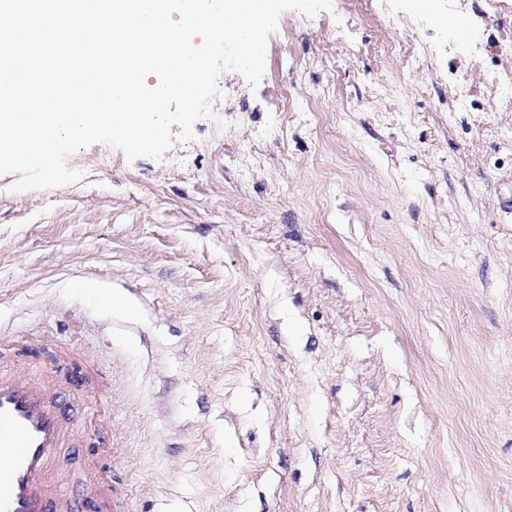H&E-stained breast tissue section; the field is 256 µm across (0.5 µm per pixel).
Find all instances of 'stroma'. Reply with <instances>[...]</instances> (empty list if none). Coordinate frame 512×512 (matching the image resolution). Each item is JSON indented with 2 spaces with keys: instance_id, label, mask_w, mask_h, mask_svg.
<instances>
[{
  "instance_id": "35a3bbf8",
  "label": "stroma",
  "mask_w": 512,
  "mask_h": 512,
  "mask_svg": "<svg viewBox=\"0 0 512 512\" xmlns=\"http://www.w3.org/2000/svg\"><path fill=\"white\" fill-rule=\"evenodd\" d=\"M506 42L512 0H333L163 160L0 175V327L109 369L134 512H512Z\"/></svg>"
}]
</instances>
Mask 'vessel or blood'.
<instances>
[{
  "mask_svg": "<svg viewBox=\"0 0 512 512\" xmlns=\"http://www.w3.org/2000/svg\"><path fill=\"white\" fill-rule=\"evenodd\" d=\"M48 368H27V353L16 337L0 331V512H129L126 489L119 474L92 453L88 467L64 493L50 473L56 451L68 443L66 398L58 394L61 381L92 385L98 395L90 414L100 413L109 400V373L66 344L46 342Z\"/></svg>",
  "mask_w": 512,
  "mask_h": 512,
  "instance_id": "obj_1",
  "label": "vessel or blood"
}]
</instances>
